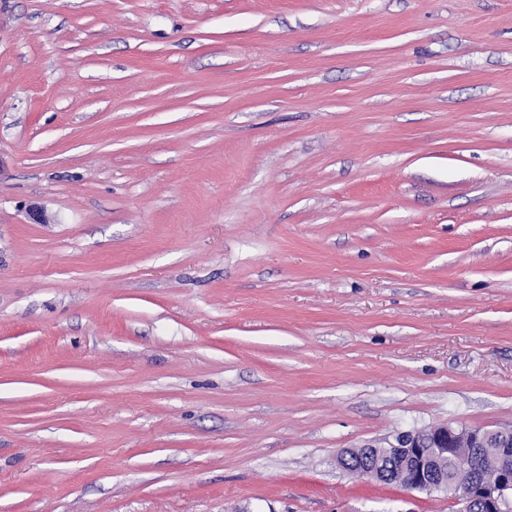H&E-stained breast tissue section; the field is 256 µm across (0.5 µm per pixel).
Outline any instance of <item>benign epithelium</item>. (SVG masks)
<instances>
[{
    "mask_svg": "<svg viewBox=\"0 0 512 512\" xmlns=\"http://www.w3.org/2000/svg\"><path fill=\"white\" fill-rule=\"evenodd\" d=\"M505 433L472 428L461 422H446L429 428L397 433L383 447L384 456L392 461L406 460L399 471H390L372 461L373 444L359 448H344L336 455L337 464L359 477L383 482L398 475L401 487L415 491H451L459 512H512V441ZM473 448H493L500 460L499 468L490 480H473L471 472H459L453 478L435 475V458L450 455L467 456Z\"/></svg>",
    "mask_w": 512,
    "mask_h": 512,
    "instance_id": "1",
    "label": "benign epithelium"
}]
</instances>
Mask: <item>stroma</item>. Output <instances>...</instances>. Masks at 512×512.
Wrapping results in <instances>:
<instances>
[{
  "label": "stroma",
  "mask_w": 512,
  "mask_h": 512,
  "mask_svg": "<svg viewBox=\"0 0 512 512\" xmlns=\"http://www.w3.org/2000/svg\"><path fill=\"white\" fill-rule=\"evenodd\" d=\"M512 430V0H0V512H456L343 448Z\"/></svg>",
  "instance_id": "1"
}]
</instances>
